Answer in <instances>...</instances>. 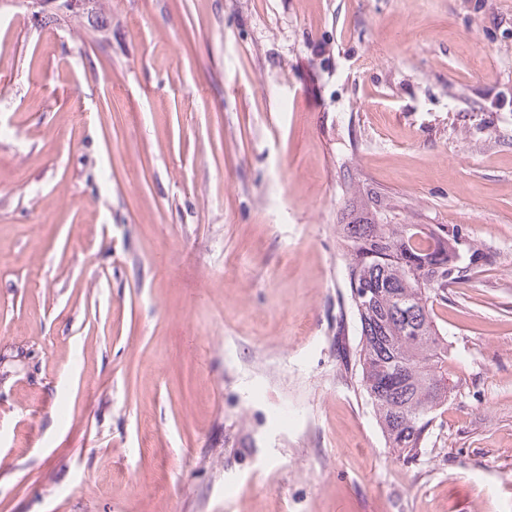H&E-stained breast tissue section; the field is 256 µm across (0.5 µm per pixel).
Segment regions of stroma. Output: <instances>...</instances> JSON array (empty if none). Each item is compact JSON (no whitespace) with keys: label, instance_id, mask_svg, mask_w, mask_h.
Wrapping results in <instances>:
<instances>
[{"label":"stroma","instance_id":"1","mask_svg":"<svg viewBox=\"0 0 512 512\" xmlns=\"http://www.w3.org/2000/svg\"><path fill=\"white\" fill-rule=\"evenodd\" d=\"M0 6V512H512V0ZM478 249L411 460L343 351L355 189ZM25 2L32 18L35 21H40L36 23L39 27L52 23L59 24L56 18L64 22L74 17H80L86 13L88 5L87 0H27ZM49 5H53V7L48 9Z\"/></svg>","mask_w":512,"mask_h":512}]
</instances>
